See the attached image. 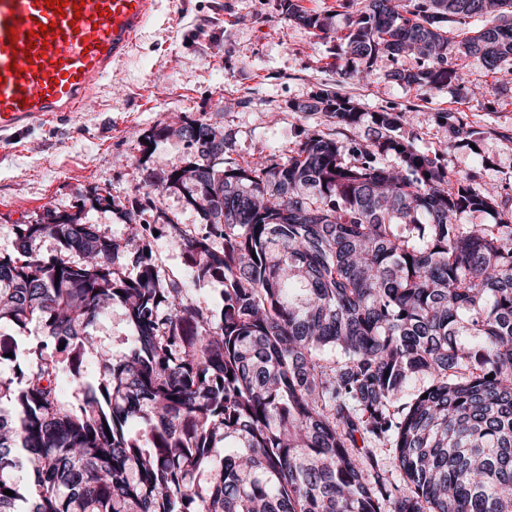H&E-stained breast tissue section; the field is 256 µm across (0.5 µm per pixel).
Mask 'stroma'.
Here are the masks:
<instances>
[{
  "instance_id": "stroma-1",
  "label": "stroma",
  "mask_w": 512,
  "mask_h": 512,
  "mask_svg": "<svg viewBox=\"0 0 512 512\" xmlns=\"http://www.w3.org/2000/svg\"><path fill=\"white\" fill-rule=\"evenodd\" d=\"M326 47L313 30L288 21L279 0H155V7L128 56L113 63L90 102L65 120L35 126L0 154V254L16 247V227L40 220L46 210L81 214L107 236L128 228L118 211L140 200L145 171L163 176L190 158L185 140L164 139L147 148L143 136L199 119L224 131L226 150L241 164L291 153L305 133L328 130L326 112H295L319 89L357 100L364 113L362 138L374 136L376 112L409 110L400 134L439 153L450 177L480 167L486 187L512 194V87L474 59L459 62L461 84L417 89L388 79L415 62L382 59L368 82L343 80L330 68ZM453 110L480 133L475 147L446 149L448 128L439 114ZM106 205L92 207L95 197ZM195 228L198 213L177 190L163 193L158 208H146L139 223L157 227L151 237L161 274L191 280L192 297L213 311L222 306L220 279L193 281V264L163 217ZM99 343L119 355L130 334L125 313L113 307L92 327Z\"/></svg>"
}]
</instances>
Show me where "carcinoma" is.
<instances>
[{"label": "carcinoma", "mask_w": 512, "mask_h": 512, "mask_svg": "<svg viewBox=\"0 0 512 512\" xmlns=\"http://www.w3.org/2000/svg\"><path fill=\"white\" fill-rule=\"evenodd\" d=\"M280 7L335 42L344 80L400 56L416 66L390 79L420 89L459 79V56L512 76V0H365L340 36L295 0ZM292 110L336 128L244 166L223 131L185 119L181 175L144 181L150 206L174 189L202 217L183 229L160 213L193 278L224 283L217 314L161 275L137 206L119 212L122 240L50 209L16 225L0 255V364L19 349L1 328L36 321L41 337L0 373V512H512V197L491 196L476 168L449 178L395 135L403 112L375 113L364 142L351 98L322 89ZM442 119L453 145L476 142L454 111ZM390 153L399 166L381 162ZM488 210L492 224L458 222ZM46 236L57 254L34 251ZM114 306L131 330L117 360L91 333ZM63 356L74 404L57 390Z\"/></svg>", "instance_id": "cac0c4a2"}]
</instances>
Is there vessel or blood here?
Instances as JSON below:
<instances>
[{"instance_id":"b4317fda","label":"vessel or blood","mask_w":512,"mask_h":512,"mask_svg":"<svg viewBox=\"0 0 512 512\" xmlns=\"http://www.w3.org/2000/svg\"><path fill=\"white\" fill-rule=\"evenodd\" d=\"M153 0H85L63 13L43 0H0V147L36 124L80 111L146 23ZM52 28L28 47L29 31Z\"/></svg>"}]
</instances>
